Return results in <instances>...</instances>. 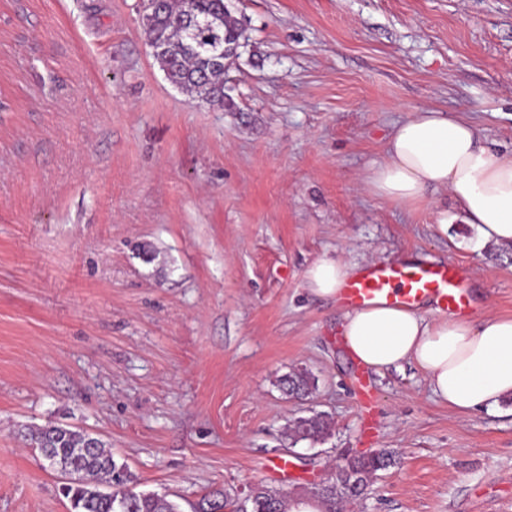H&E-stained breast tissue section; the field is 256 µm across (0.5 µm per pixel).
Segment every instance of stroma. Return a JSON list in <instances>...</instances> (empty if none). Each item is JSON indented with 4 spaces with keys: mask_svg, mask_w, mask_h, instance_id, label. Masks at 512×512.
Returning <instances> with one entry per match:
<instances>
[{
    "mask_svg": "<svg viewBox=\"0 0 512 512\" xmlns=\"http://www.w3.org/2000/svg\"><path fill=\"white\" fill-rule=\"evenodd\" d=\"M228 7L247 36L230 111L166 80L141 0H0V512H70L21 434L50 423L182 512L256 484L305 495L381 449L394 465L345 512H512V401L460 413L415 364L362 374L342 307L305 285L325 258L452 260L471 315L512 317L511 247H478L447 190L367 186L423 109L512 149V0ZM297 372L315 385L290 399ZM316 413L326 437L291 443Z\"/></svg>",
    "mask_w": 512,
    "mask_h": 512,
    "instance_id": "1",
    "label": "stroma"
}]
</instances>
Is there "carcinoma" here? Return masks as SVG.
<instances>
[{"instance_id": "obj_1", "label": "carcinoma", "mask_w": 512, "mask_h": 512, "mask_svg": "<svg viewBox=\"0 0 512 512\" xmlns=\"http://www.w3.org/2000/svg\"><path fill=\"white\" fill-rule=\"evenodd\" d=\"M143 32L155 49L153 57L168 81L187 95L224 108V70L238 58L243 27L224 5V0H165L162 9L145 11ZM221 63L212 62L213 52ZM283 390L294 397L306 395L313 385L305 373L281 379ZM327 430L320 416L302 418L291 427L294 442L318 440ZM31 444L48 456L49 467L68 478L62 485L72 512H181L179 504L165 495L137 491L126 466L117 464L106 444L67 425L49 424L31 429ZM392 464V454L385 450L369 456L352 458L340 465L339 473L330 475L314 491L324 505V512H341L340 505L365 494L368 484L354 485L345 476L349 470L368 478ZM288 512V500L262 485L241 502L215 492L202 499L197 512Z\"/></svg>"}]
</instances>
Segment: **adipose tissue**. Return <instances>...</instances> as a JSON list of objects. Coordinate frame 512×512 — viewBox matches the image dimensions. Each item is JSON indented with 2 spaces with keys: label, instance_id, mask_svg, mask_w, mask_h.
Returning a JSON list of instances; mask_svg holds the SVG:
<instances>
[{
  "label": "adipose tissue",
  "instance_id": "adipose-tissue-1",
  "mask_svg": "<svg viewBox=\"0 0 512 512\" xmlns=\"http://www.w3.org/2000/svg\"><path fill=\"white\" fill-rule=\"evenodd\" d=\"M373 196L410 203L446 189L476 225L482 242L512 244V150L484 145L475 126L436 110L398 124L385 160L368 178ZM358 268L334 259L316 263L306 285L340 298ZM340 333L364 365L381 372L415 363L430 389L449 407L468 413L512 396V318L466 315L432 320L417 310L384 303L345 312Z\"/></svg>",
  "mask_w": 512,
  "mask_h": 512
}]
</instances>
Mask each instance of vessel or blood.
I'll return each instance as SVG.
<instances>
[{
  "instance_id": "1",
  "label": "vessel or blood",
  "mask_w": 512,
  "mask_h": 512,
  "mask_svg": "<svg viewBox=\"0 0 512 512\" xmlns=\"http://www.w3.org/2000/svg\"><path fill=\"white\" fill-rule=\"evenodd\" d=\"M466 272L455 262L426 265L395 261L367 267L342 290L346 305L358 308L383 301L390 306L418 308L432 303L442 311L462 314L469 309Z\"/></svg>"
}]
</instances>
